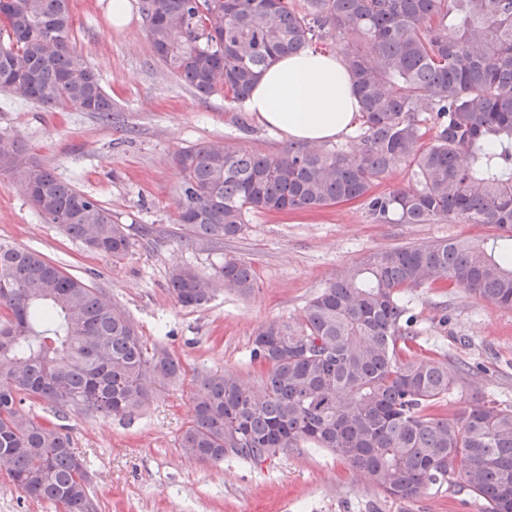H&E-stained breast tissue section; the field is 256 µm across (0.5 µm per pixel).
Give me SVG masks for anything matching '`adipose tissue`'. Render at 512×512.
I'll list each match as a JSON object with an SVG mask.
<instances>
[{
  "instance_id": "obj_1",
  "label": "adipose tissue",
  "mask_w": 512,
  "mask_h": 512,
  "mask_svg": "<svg viewBox=\"0 0 512 512\" xmlns=\"http://www.w3.org/2000/svg\"><path fill=\"white\" fill-rule=\"evenodd\" d=\"M245 107L259 124L296 144L322 143L349 134L360 110L340 57L308 51L272 64Z\"/></svg>"
}]
</instances>
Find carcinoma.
Returning <instances> with one entry per match:
<instances>
[{"label": "carcinoma", "instance_id": "1", "mask_svg": "<svg viewBox=\"0 0 512 512\" xmlns=\"http://www.w3.org/2000/svg\"><path fill=\"white\" fill-rule=\"evenodd\" d=\"M0 92L112 118L99 73L70 42L69 0H0ZM158 62L196 95L240 106L277 58L331 46L360 99L352 145L262 153L197 144L175 156L186 243L240 236L251 214L360 201L380 224H492V242L452 238L366 254L342 268L294 323L252 340L255 382L196 379L184 453L218 466L321 448L387 496L413 500L457 472L485 504L512 512V406L482 394L440 408L460 369L417 353L406 294L464 288L512 307V0H142ZM411 183L373 187L399 167ZM0 171L17 172L51 224L117 264L130 227L0 135ZM236 256L212 276L176 268L186 308L221 290L250 295ZM167 347L121 308L40 254L0 244V470L57 512H94L86 461L64 427L33 411L129 417L183 375Z\"/></svg>", "mask_w": 512, "mask_h": 512}]
</instances>
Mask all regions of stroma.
<instances>
[{"mask_svg":"<svg viewBox=\"0 0 512 512\" xmlns=\"http://www.w3.org/2000/svg\"><path fill=\"white\" fill-rule=\"evenodd\" d=\"M71 39L112 98V119L52 110L0 92V133L16 137L27 160L96 197L114 221L148 226L120 263L86 249L28 201L18 178L0 173V244L40 252L118 304L149 339L181 361L182 379L156 392L132 418L72 414L63 424L88 463L97 512H484L459 475L412 501L395 500L327 451L297 448L261 463L234 458L214 467L181 451L195 377L231 371L251 381L255 329L293 322L307 302L365 254L438 239L480 242L496 228L477 224H378L361 203L252 215L244 233L185 244L177 233L179 150L199 143L280 152L288 144L250 113L227 108L223 92L201 98L164 69L150 45L140 0L125 25L112 0H71ZM254 270L250 296L220 291L206 307H182L168 273L177 266L210 276L225 256ZM416 341L425 352L470 369L484 392L512 405V308L469 291L411 293Z\"/></svg>","mask_w":512,"mask_h":512,"instance_id":"obj_1","label":"stroma"}]
</instances>
